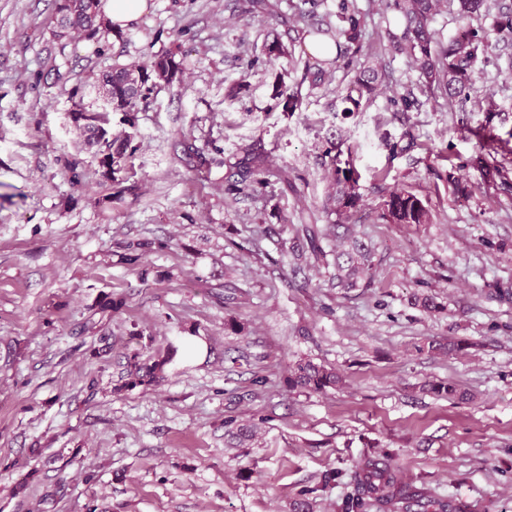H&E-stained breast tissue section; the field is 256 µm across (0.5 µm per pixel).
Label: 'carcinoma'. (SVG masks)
Instances as JSON below:
<instances>
[{
    "label": "carcinoma",
    "instance_id": "cac0c4a2",
    "mask_svg": "<svg viewBox=\"0 0 512 512\" xmlns=\"http://www.w3.org/2000/svg\"><path fill=\"white\" fill-rule=\"evenodd\" d=\"M78 0L76 8L66 12L54 0L52 23L55 24L54 36L61 40L78 34L87 40H96L100 34L101 19L99 10L87 11ZM440 0H393L394 9L403 19L401 34L388 33L389 42L398 50L407 51L425 81L432 90L459 98L465 102L479 72V64L487 59L492 48L503 44L512 45V4L501 0H459V13L467 23L461 25L456 34L439 50L432 51L434 33L430 30V21L437 11ZM494 14L492 31L475 26L470 20L482 15ZM364 17L354 8L350 0H338L336 5V24H327L314 32V35L333 33L344 40L339 46L340 56L347 59L353 67L354 76L342 102L347 107L342 112L357 108L361 100L376 98L385 90V75L379 68L370 65L371 51L364 48L362 34ZM183 73L182 62L173 53L158 55L148 63L130 66H115L96 74L95 83L112 86V98L130 108L138 102L148 99L158 82H173ZM273 97L282 104L283 111L293 112L301 105L299 96L287 92L282 83L274 86ZM82 115L73 117V123L84 137V144L96 148L99 156L100 177L105 182L115 183L119 174L126 171L130 160L137 151L132 145V136L112 138L103 132V124L81 123ZM341 153L332 158L330 172L332 191L328 195L327 207L342 224L364 206L360 192V175L348 160L340 159ZM472 163L482 169L485 177L492 183H499L505 193L512 192V176L509 168L497 160L492 152L477 155ZM266 167L265 157L256 151L247 153L238 163L237 178L228 182L225 194L235 198L247 191L252 193L266 184L261 174ZM379 218L389 224H429L431 213L416 195L393 189L382 195ZM296 238L303 242V248L317 261H326L327 252L321 245V236L314 224H300L296 228ZM156 242L144 239L126 245L124 261L133 266L140 264L143 257L155 249ZM336 273V287L350 289L358 287L359 281L371 279L372 263L370 253L364 243L351 238L346 246L336 247L333 254ZM168 359H157L150 364L140 362L139 354H134L128 364L127 379L119 389L150 385L163 379ZM291 386L305 388L311 392L323 393L336 387L338 376L332 370L307 362L300 364L289 379ZM428 391L436 396L450 399H466V393L457 385L436 382L429 385ZM355 493L347 504L346 512H369L376 507L382 512H459V506L451 500L434 498L418 493L399 483L388 463V455L366 459L354 472Z\"/></svg>",
    "mask_w": 512,
    "mask_h": 512
}]
</instances>
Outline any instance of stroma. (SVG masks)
<instances>
[{
    "instance_id": "stroma-1",
    "label": "stroma",
    "mask_w": 512,
    "mask_h": 512,
    "mask_svg": "<svg viewBox=\"0 0 512 512\" xmlns=\"http://www.w3.org/2000/svg\"><path fill=\"white\" fill-rule=\"evenodd\" d=\"M352 2L389 91L346 116L343 63L318 86L291 63L303 0H275L273 18L250 0H151L95 43L52 37L53 0H0V512H341L351 471L384 453L414 490L512 512V196L469 165L487 111L512 136V63L491 52L467 103L430 95L389 47L398 13ZM277 35L290 56L272 67ZM170 50L182 76L137 104L132 167L101 182L97 156L77 149L73 87ZM280 80L299 111L276 107ZM409 91L419 107L391 104ZM339 140L361 175L353 234L373 265L349 290L333 267L291 257L299 224L338 243L323 205ZM185 141L222 150L224 165L198 178ZM249 147L268 158L267 185L229 197ZM379 172L431 223H383ZM139 239L162 247L128 265L124 245ZM111 298L123 307L100 312ZM193 338L202 357L184 352ZM451 339L467 350L444 351ZM139 350L170 356L165 377L120 389ZM307 361L340 386L290 387ZM448 380L470 402L422 390Z\"/></svg>"
}]
</instances>
